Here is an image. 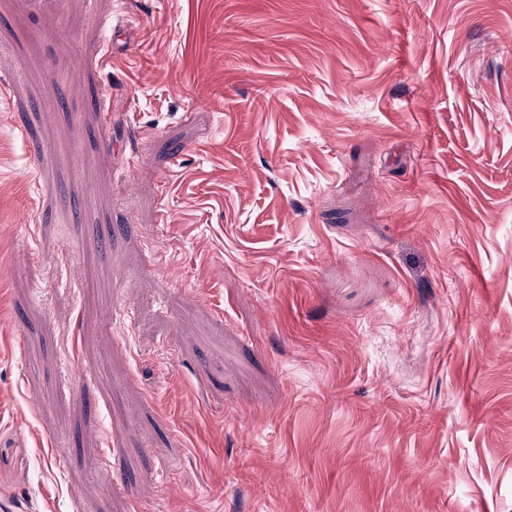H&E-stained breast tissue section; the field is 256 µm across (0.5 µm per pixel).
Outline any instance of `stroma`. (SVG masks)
Here are the masks:
<instances>
[{
  "mask_svg": "<svg viewBox=\"0 0 512 512\" xmlns=\"http://www.w3.org/2000/svg\"><path fill=\"white\" fill-rule=\"evenodd\" d=\"M2 504L512 512V0H0Z\"/></svg>",
  "mask_w": 512,
  "mask_h": 512,
  "instance_id": "obj_1",
  "label": "stroma"
}]
</instances>
